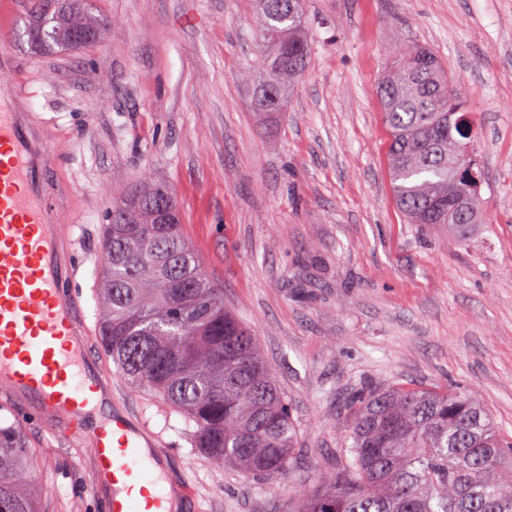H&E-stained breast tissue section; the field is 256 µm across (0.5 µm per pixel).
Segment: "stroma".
Segmentation results:
<instances>
[{
    "label": "stroma",
    "mask_w": 512,
    "mask_h": 512,
    "mask_svg": "<svg viewBox=\"0 0 512 512\" xmlns=\"http://www.w3.org/2000/svg\"><path fill=\"white\" fill-rule=\"evenodd\" d=\"M93 5L110 21L99 42L35 55L13 36L23 0H0V95L46 160L54 204L85 226L80 280L98 283L115 193L151 171L298 430L284 472L248 479L119 381L161 439L170 487L190 483L202 512H296L335 472L341 407L362 385L466 387L512 436V0H306L310 64L274 116L253 103L254 0ZM404 40L438 55L479 123L486 210L465 247L405 223L393 198L378 86ZM5 426L31 452L40 512H102L88 444L19 420L0 391Z\"/></svg>",
    "instance_id": "1"
}]
</instances>
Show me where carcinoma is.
<instances>
[{
  "mask_svg": "<svg viewBox=\"0 0 512 512\" xmlns=\"http://www.w3.org/2000/svg\"><path fill=\"white\" fill-rule=\"evenodd\" d=\"M256 0L269 35L261 65L260 112H280L306 71L311 43L304 0ZM18 42L35 53L75 48L101 36L108 19L88 0H25ZM380 86L389 133L388 171L397 205L412 224H442L461 246L484 221L479 124L438 56L398 45ZM175 199L144 173L112 207L102 237L99 342L122 375L157 392L194 423L191 442L245 476L286 470L297 429L255 336L224 306L181 221L152 223L156 202ZM470 206L457 223L451 202ZM349 424L336 473L302 498L298 512H512V440L463 389L371 386L345 403ZM23 438L0 428V512H39L28 485Z\"/></svg>",
  "mask_w": 512,
  "mask_h": 512,
  "instance_id": "1",
  "label": "carcinoma"
}]
</instances>
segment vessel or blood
<instances>
[{"instance_id":"b4317fda","label":"vessel or blood","mask_w":512,"mask_h":512,"mask_svg":"<svg viewBox=\"0 0 512 512\" xmlns=\"http://www.w3.org/2000/svg\"><path fill=\"white\" fill-rule=\"evenodd\" d=\"M16 120L0 109V389L22 413L92 448L103 512H171L158 441L90 350L79 288L86 255L75 227L50 219L53 200Z\"/></svg>"}]
</instances>
